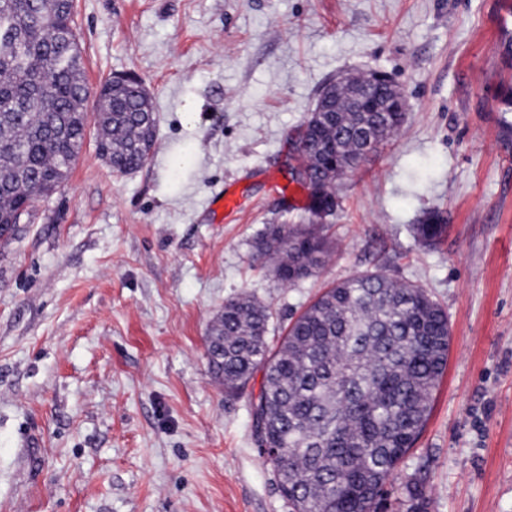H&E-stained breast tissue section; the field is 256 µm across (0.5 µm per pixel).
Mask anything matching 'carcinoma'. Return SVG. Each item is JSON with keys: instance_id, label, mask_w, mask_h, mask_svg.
I'll list each match as a JSON object with an SVG mask.
<instances>
[{"instance_id": "carcinoma-1", "label": "carcinoma", "mask_w": 512, "mask_h": 512, "mask_svg": "<svg viewBox=\"0 0 512 512\" xmlns=\"http://www.w3.org/2000/svg\"><path fill=\"white\" fill-rule=\"evenodd\" d=\"M0 242L17 219L68 179L96 97L97 152L118 171L141 168L155 144L156 115L137 84L98 88L86 81L74 0H0ZM350 89L338 111L314 120L300 152L308 172L292 181L311 202L320 183L336 195V163L387 141L402 126L397 112H359ZM445 225L430 212L415 225L420 243L435 246ZM336 244L320 224H273L256 242L283 283L315 276ZM270 305L242 294L212 321L206 357L228 392L263 372L255 429L292 512H383L386 483L415 445L448 364V315L419 284L382 271L326 288L268 341ZM410 512H425L420 483L404 486Z\"/></svg>"}]
</instances>
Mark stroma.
<instances>
[{
  "mask_svg": "<svg viewBox=\"0 0 512 512\" xmlns=\"http://www.w3.org/2000/svg\"><path fill=\"white\" fill-rule=\"evenodd\" d=\"M90 86L133 74L158 118L116 174L97 128L68 181L0 244V512H291L252 406L205 341L226 300L270 304L272 336L336 281L423 285L447 312L448 365L387 485L406 512H512V0H75ZM381 71L403 126L337 187L338 249L282 284L254 245L305 224L281 195L322 87ZM248 206L218 221L225 187ZM447 231L421 247L428 211Z\"/></svg>",
  "mask_w": 512,
  "mask_h": 512,
  "instance_id": "1",
  "label": "stroma"
}]
</instances>
